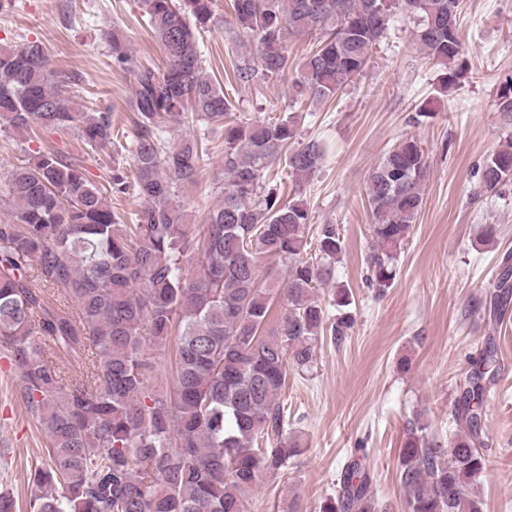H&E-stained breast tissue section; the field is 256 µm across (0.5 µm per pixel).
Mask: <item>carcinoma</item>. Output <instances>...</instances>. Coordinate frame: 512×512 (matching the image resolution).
I'll return each mask as SVG.
<instances>
[{"instance_id":"carcinoma-1","label":"carcinoma","mask_w":512,"mask_h":512,"mask_svg":"<svg viewBox=\"0 0 512 512\" xmlns=\"http://www.w3.org/2000/svg\"><path fill=\"white\" fill-rule=\"evenodd\" d=\"M238 32L257 61L234 67L240 85L294 71L293 100H327L363 71L395 16L419 20L417 42L442 71L441 91L464 77L459 0H230ZM145 24L165 57L134 65L117 30L104 33L112 61L133 72L129 105L136 136L127 147L140 199L123 224L80 164L40 151L10 172L16 207L0 223V348L46 438L47 464L27 512H249L262 476L286 466L300 443L286 436L279 396L292 368H310L328 333L353 326L351 291L336 283L329 316L315 292L333 280L342 240L334 224L308 239L309 208L284 200L267 170L284 161L298 179L320 167L310 141L294 147L297 116L253 122L205 72L197 36L213 0H143ZM319 32L295 60L288 41ZM512 127V84L495 101ZM224 132L220 203L190 223L186 190L204 161L203 137L169 147L173 121ZM38 136L73 131L84 149L112 143V119L60 97L41 43L0 45V129ZM430 166L419 142L399 140L369 174L373 243L366 280L379 292L397 276L398 256L423 205ZM512 183V142L490 153L480 192ZM285 267V288L262 278L261 260ZM281 291L287 312L272 314ZM493 320L512 304V257L485 291ZM172 387L155 389L160 357ZM497 352L485 344L453 403L457 432L443 449L416 420L398 458L404 512H482L474 485L484 471L485 396ZM356 448L323 512H376L371 477Z\"/></svg>"}]
</instances>
